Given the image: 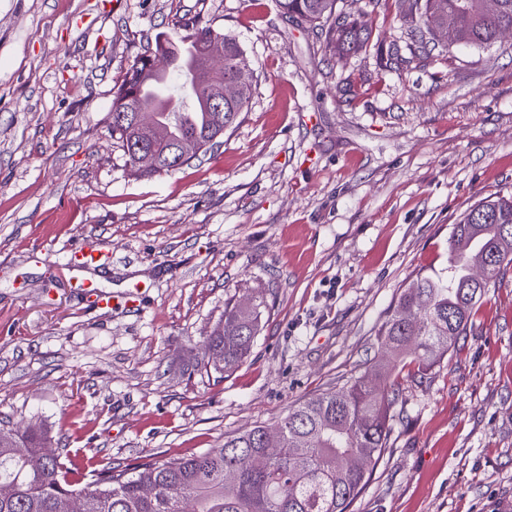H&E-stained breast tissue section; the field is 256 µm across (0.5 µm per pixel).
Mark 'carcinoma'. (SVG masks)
I'll return each instance as SVG.
<instances>
[{
  "label": "carcinoma",
  "mask_w": 512,
  "mask_h": 512,
  "mask_svg": "<svg viewBox=\"0 0 512 512\" xmlns=\"http://www.w3.org/2000/svg\"><path fill=\"white\" fill-rule=\"evenodd\" d=\"M337 0H278L286 17L336 32L343 49L367 48L358 23L336 10ZM418 48L426 33L448 29V44L488 47L512 31V0H413ZM175 43L158 38L155 49L139 56L125 83L114 93L109 129L125 163L141 142L159 156L158 167L143 175L177 170L208 151L236 122L249 102L252 82L239 99L212 109V88L191 60L224 43V77L250 66L238 42L200 21L183 24ZM138 108L154 115L153 130L134 124ZM188 142L195 152L181 163L170 147ZM512 267V196L485 199L467 209L452 225L447 265L418 274L402 289L378 332L382 356L339 389L298 402L273 427L228 436L216 448L167 460L150 459L133 468L108 466L90 473L79 485L74 476L82 463L68 454L42 458L48 432L19 433L0 428V512H350L368 484L373 466L388 447L399 407L397 372L408 364L425 373L440 364L458 339L473 332V316L488 289ZM269 310L257 291L246 305L224 309V320L204 344V364L227 372L244 361ZM276 432L275 450L264 436Z\"/></svg>",
  "instance_id": "cac0c4a2"
}]
</instances>
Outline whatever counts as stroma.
Wrapping results in <instances>:
<instances>
[{
	"label": "stroma",
	"instance_id": "1",
	"mask_svg": "<svg viewBox=\"0 0 512 512\" xmlns=\"http://www.w3.org/2000/svg\"><path fill=\"white\" fill-rule=\"evenodd\" d=\"M0 0V425L47 427L90 468L214 448L342 387L452 224L512 195V38L436 48L378 0L366 51L276 0ZM234 37L252 96L218 146L143 176L112 95L158 34ZM120 303L75 288L72 252ZM270 303L247 359L200 369L227 303ZM134 295V308L121 300ZM447 361L402 378L404 419L351 512H512V269Z\"/></svg>",
	"mask_w": 512,
	"mask_h": 512
}]
</instances>
